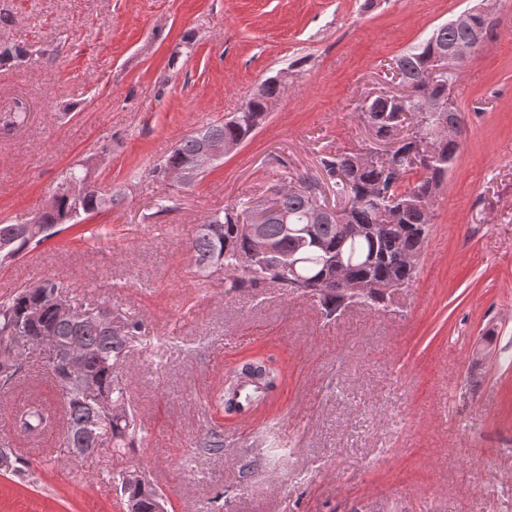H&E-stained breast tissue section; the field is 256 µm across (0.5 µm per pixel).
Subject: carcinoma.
I'll return each mask as SVG.
<instances>
[{"mask_svg": "<svg viewBox=\"0 0 512 512\" xmlns=\"http://www.w3.org/2000/svg\"><path fill=\"white\" fill-rule=\"evenodd\" d=\"M467 36V29L448 22L438 26L427 39L396 59L406 94L380 95L357 106L359 116L375 130L376 138L392 143L386 157L369 163L365 160L368 148L321 157L316 172L298 177V192L286 193L275 201L276 216L265 226V236L275 246L274 253L260 251L241 233L238 218L249 209L246 203L240 201L207 216L189 246L193 273L201 278L221 277L235 291L276 283L316 296L329 321L352 303L383 306L393 302L392 289L408 288L416 278L437 191L448 173V160L460 148L458 139H434L431 125L419 118L420 106L428 98L448 105V95L456 82V62L449 63L446 72L430 78L434 53ZM28 57L29 51L24 47L0 42V65ZM287 88L288 82L274 76L265 79L262 90L242 102L234 115L210 122L183 138L148 175L163 180L166 170L191 166L205 140L221 143L247 139L265 123L270 105ZM414 174L417 178L412 181L410 176ZM65 178L84 182L82 197L71 199L63 190V183H58L54 190L56 207L41 212L38 223L74 227L120 201L114 191L102 194L83 164L70 167ZM327 178L336 189V198H350L352 204L342 211L338 222L310 224L306 214L322 199L315 194L314 186ZM352 224L364 228V234L349 235L346 228ZM22 226L21 222L0 224V247L9 245L18 259L34 249L29 237L19 233ZM286 265L295 267L300 284L288 282L278 272ZM52 296L63 297L88 316L80 323L57 317L48 305ZM108 309L105 302L91 306L74 301L66 287L51 278L0 296V374H9L11 382L22 373L21 353L12 347L17 336L74 339L83 350L86 373L98 396L112 404L109 414L99 409L94 399L68 388L63 366L49 359L43 375L58 392L61 405L52 412L39 400L31 402L12 415L16 431L37 436L52 425L59 426L66 447L73 453L85 443L97 447L105 442L114 454L144 444L146 435L127 382L115 371L131 350V343L143 336L142 327L131 322L118 332L109 330L99 317L101 311ZM280 377V370L270 359L247 356L225 373V386L212 394L211 402L231 414L234 404L230 394L242 379H254L258 388L271 391ZM94 417L103 419L97 435L90 424ZM198 447L220 455L224 440L220 433L213 432ZM112 482L119 489L125 512H155L157 500L163 497L148 479L129 483L120 473L112 477Z\"/></svg>", "mask_w": 512, "mask_h": 512, "instance_id": "carcinoma-1", "label": "carcinoma"}]
</instances>
